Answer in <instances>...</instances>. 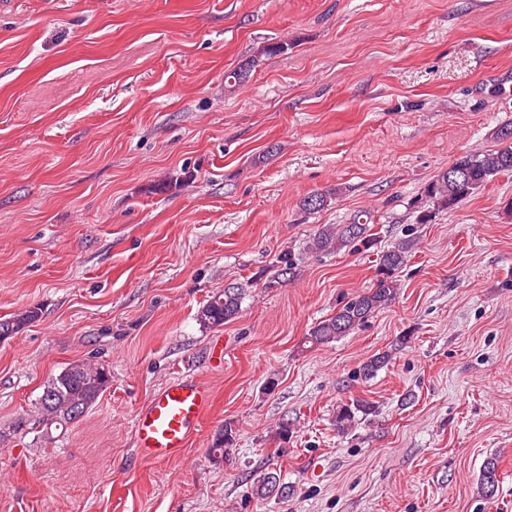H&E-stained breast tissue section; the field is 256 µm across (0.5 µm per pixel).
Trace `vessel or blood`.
Here are the masks:
<instances>
[{"label":"vessel or blood","mask_w":512,"mask_h":512,"mask_svg":"<svg viewBox=\"0 0 512 512\" xmlns=\"http://www.w3.org/2000/svg\"><path fill=\"white\" fill-rule=\"evenodd\" d=\"M211 399L209 385L196 377H180L157 392L139 412L135 441L148 461L179 458L201 426Z\"/></svg>","instance_id":"b4317fda"}]
</instances>
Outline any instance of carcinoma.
Wrapping results in <instances>:
<instances>
[{
  "mask_svg": "<svg viewBox=\"0 0 512 512\" xmlns=\"http://www.w3.org/2000/svg\"><path fill=\"white\" fill-rule=\"evenodd\" d=\"M502 147L490 153H466L435 176L424 188L426 201L432 209L423 210L416 217L419 224L431 221L432 212L449 210L468 199L485 187L494 177L512 173V124H506L497 131ZM370 214L359 211L347 224L329 225L318 231L309 241L307 250L312 253L333 252L344 247L369 250L375 246L376 238L371 233ZM410 243L401 242L377 254L375 282L361 294L342 301L336 313L317 322L309 331L307 343L319 346L331 343L365 323L378 309L390 303L399 288L398 273L406 265ZM242 289L227 287L216 291L198 313V321L205 326H220L234 319L240 312ZM40 310L28 308L0 320V341L8 340L27 325L36 321ZM390 361L387 353L369 358L359 369L364 380L374 375ZM112 375L107 368L93 367L84 362H74L64 367L57 375L43 385L36 406L38 417L34 422L45 426L66 428L78 420L98 403L109 388ZM375 412V407L363 398H354L336 408L335 425L339 432H346L357 422L358 416ZM19 419L15 429L22 431L32 422ZM235 441L231 426L217 435L211 448L213 458L229 454ZM498 463L495 459L486 461L480 478L482 493L492 498L498 488ZM254 494L259 499L270 497L286 498L290 494L288 484L281 482L280 475L262 472L253 478Z\"/></svg>",
  "mask_w": 512,
  "mask_h": 512,
  "instance_id": "obj_1",
  "label": "carcinoma"
}]
</instances>
